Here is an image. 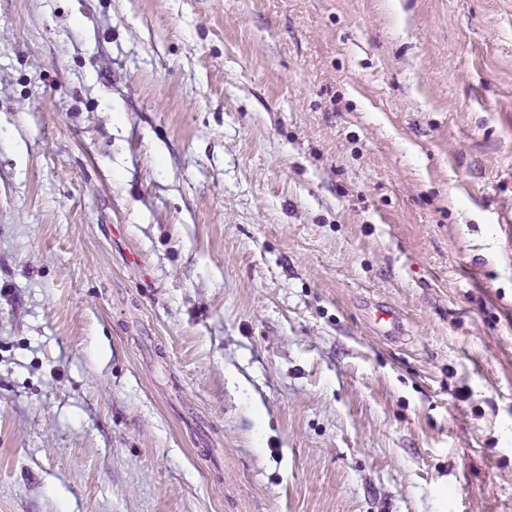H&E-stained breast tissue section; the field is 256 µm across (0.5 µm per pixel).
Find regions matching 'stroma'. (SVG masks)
Wrapping results in <instances>:
<instances>
[{
	"label": "stroma",
	"mask_w": 512,
	"mask_h": 512,
	"mask_svg": "<svg viewBox=\"0 0 512 512\" xmlns=\"http://www.w3.org/2000/svg\"><path fill=\"white\" fill-rule=\"evenodd\" d=\"M0 512H512V0H0Z\"/></svg>",
	"instance_id": "obj_1"
}]
</instances>
